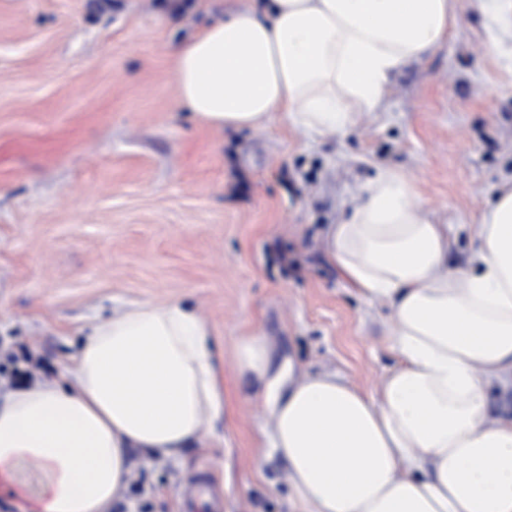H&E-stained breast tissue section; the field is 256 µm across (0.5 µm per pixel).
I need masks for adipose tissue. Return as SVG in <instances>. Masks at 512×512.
Here are the masks:
<instances>
[{
	"mask_svg": "<svg viewBox=\"0 0 512 512\" xmlns=\"http://www.w3.org/2000/svg\"><path fill=\"white\" fill-rule=\"evenodd\" d=\"M478 2L501 58L512 0ZM456 24L457 0H269L175 47L177 98L219 130L280 114L341 134ZM416 198L412 177L379 169L326 231L339 277L392 310L399 363L374 392L333 375L285 385L263 337L238 348L301 512H512V419L486 409L487 387L512 375V180L455 271L447 225ZM79 333L58 379L0 396V496L19 512H107L131 449L179 457L224 417L213 330L182 301L131 303Z\"/></svg>",
	"mask_w": 512,
	"mask_h": 512,
	"instance_id": "adipose-tissue-1",
	"label": "adipose tissue"
}]
</instances>
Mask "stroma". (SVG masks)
<instances>
[{"mask_svg":"<svg viewBox=\"0 0 512 512\" xmlns=\"http://www.w3.org/2000/svg\"><path fill=\"white\" fill-rule=\"evenodd\" d=\"M254 0H0V338L52 380L81 326L132 302L181 300L211 325L224 418L179 459L130 453L144 492L113 512H179L176 487L206 474L223 512H299L270 413L235 367L261 333L291 380L333 374L373 391L396 365L387 304L329 263L324 234L379 168L415 178L430 219L470 224L512 179V68L485 53L476 0L380 108L340 135L274 119L216 130L177 100L173 48Z\"/></svg>","mask_w":512,"mask_h":512,"instance_id":"stroma-1","label":"stroma"}]
</instances>
